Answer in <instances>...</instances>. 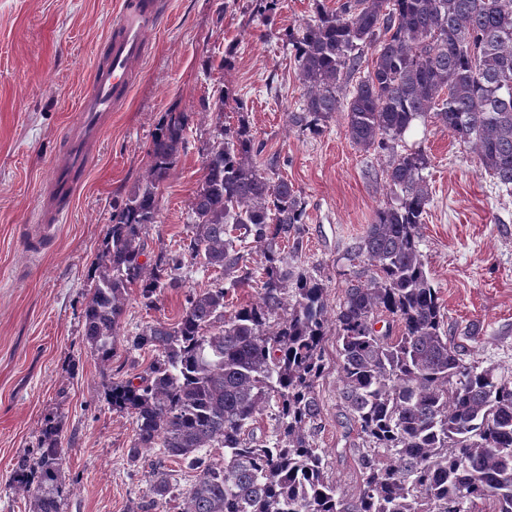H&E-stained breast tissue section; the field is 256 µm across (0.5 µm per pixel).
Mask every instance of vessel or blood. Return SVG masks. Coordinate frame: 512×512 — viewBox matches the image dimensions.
I'll list each match as a JSON object with an SVG mask.
<instances>
[{"mask_svg":"<svg viewBox=\"0 0 512 512\" xmlns=\"http://www.w3.org/2000/svg\"><path fill=\"white\" fill-rule=\"evenodd\" d=\"M161 15L159 0H132L125 5L120 21L114 23L80 104V118L53 163L44 223H57L70 204L94 160L103 119L127 99L132 72L145 52V35L159 23Z\"/></svg>","mask_w":512,"mask_h":512,"instance_id":"b4317fda","label":"vessel or blood"}]
</instances>
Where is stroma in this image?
Listing matches in <instances>:
<instances>
[{
    "mask_svg": "<svg viewBox=\"0 0 512 512\" xmlns=\"http://www.w3.org/2000/svg\"><path fill=\"white\" fill-rule=\"evenodd\" d=\"M120 2L0 0V512H29L14 473L39 448L49 425L57 429L63 458L60 512H181L175 502L150 504L149 472L163 456L155 448L131 458L134 419L113 409L108 392L153 360L150 349L130 346L143 327L176 322L186 294L218 282L227 288V311L254 302L265 259L255 245L245 247L252 278L243 288L197 265L183 267L179 287L153 300L129 288L116 352L101 363L84 335V308L113 208L149 167L153 134L167 113L194 118L176 169L159 185L157 221L146 236L149 260L193 234L190 200L212 141L208 106L219 86L228 95L225 125L246 122L261 149L257 164L280 157V177L301 193L304 224L281 255L294 273L319 279L329 308H339L362 269L350 248L374 211L391 201L384 178L367 176L371 163L348 138L343 115L315 135L288 125L289 112L303 103V87L284 33L314 21L316 4L333 10L339 0H278L263 14L260 0H162L163 17L147 34L128 99L106 121L97 160L51 248H34L44 185L64 132L78 119V101L120 16ZM241 101L246 111L238 110ZM403 143L429 158L433 197L419 248L444 329L465 360L510 378L512 195L498 190L469 145L433 119L415 121ZM371 165L381 170L386 162ZM324 350L313 442L338 493L352 496L362 477L343 451L348 426L335 331H328Z\"/></svg>",
    "mask_w": 512,
    "mask_h": 512,
    "instance_id": "stroma-1",
    "label": "stroma"
}]
</instances>
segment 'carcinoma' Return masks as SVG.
<instances>
[{
  "label": "carcinoma",
  "mask_w": 512,
  "mask_h": 512,
  "mask_svg": "<svg viewBox=\"0 0 512 512\" xmlns=\"http://www.w3.org/2000/svg\"><path fill=\"white\" fill-rule=\"evenodd\" d=\"M285 37L296 47L304 87L288 125L319 133L343 113L351 142L386 156V189L396 204L375 211L354 246L363 276L330 312L319 280L277 266L276 246L299 233L305 208L291 183L270 176L277 158L258 168L249 128L224 126L220 89L214 140L190 202L195 232L151 268L140 257L156 222L158 185L177 164L192 121L188 112L170 113L153 136L149 169L112 213L84 309L85 336L101 362L112 359L128 286L139 285L147 300L176 287L185 257L229 274L243 259L238 231L253 237L266 268L254 303L228 314L225 289L206 288L186 298L177 322L157 321L131 340L158 352L139 382L110 390L112 407L134 415L132 453L159 446L194 471L181 491L156 466L149 494L155 503L183 499L181 512H466L478 499L492 502L493 512H512V378L464 363L443 334L438 292L419 250L432 198L428 157L397 151L413 120L434 118L512 194V0H343ZM285 306L287 318L270 324ZM382 314L397 323V335L375 330ZM330 324L345 415L369 444L358 449L363 484L355 498L337 494L310 439ZM273 398L278 413L267 433L260 419ZM61 465L51 426L18 466L30 512H60Z\"/></svg>",
  "instance_id": "1"
}]
</instances>
